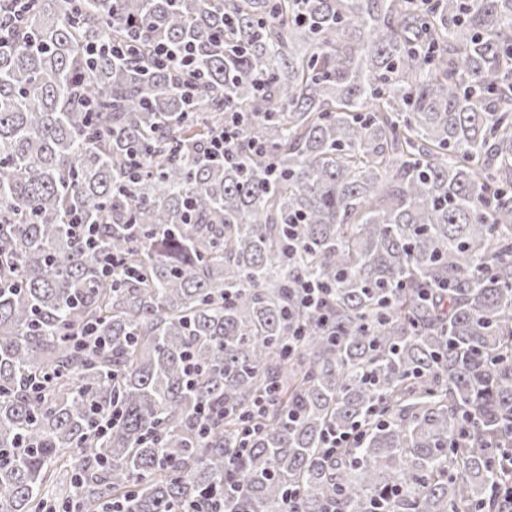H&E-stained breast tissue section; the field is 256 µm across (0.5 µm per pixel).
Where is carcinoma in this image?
<instances>
[{
    "instance_id": "obj_1",
    "label": "carcinoma",
    "mask_w": 512,
    "mask_h": 512,
    "mask_svg": "<svg viewBox=\"0 0 512 512\" xmlns=\"http://www.w3.org/2000/svg\"><path fill=\"white\" fill-rule=\"evenodd\" d=\"M8 4L0 512H501L512 0ZM154 55V62L158 65H169L170 67H180L184 75L183 81L184 94L190 95L196 86V81L203 77L200 72L194 68V55L187 48L172 47L167 44L156 43L150 47Z\"/></svg>"
}]
</instances>
